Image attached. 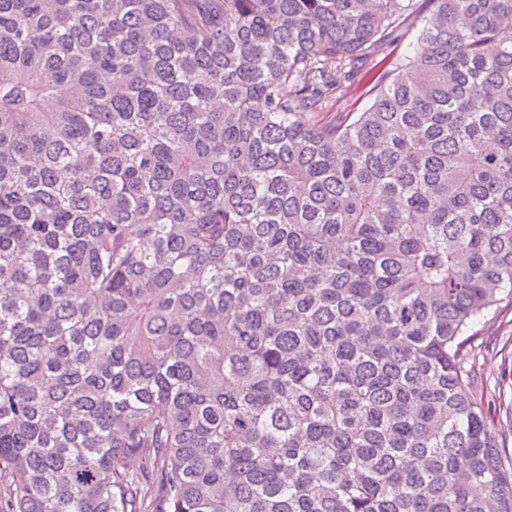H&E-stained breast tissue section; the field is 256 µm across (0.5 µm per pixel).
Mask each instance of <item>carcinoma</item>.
<instances>
[{
	"mask_svg": "<svg viewBox=\"0 0 512 512\" xmlns=\"http://www.w3.org/2000/svg\"><path fill=\"white\" fill-rule=\"evenodd\" d=\"M505 299L512 0H0V512H512ZM506 303L501 304L502 312L482 320L473 331L483 339L476 370L485 392L487 389L496 401L494 429L499 440L503 434L506 452L512 454V309L504 308Z\"/></svg>",
	"mask_w": 512,
	"mask_h": 512,
	"instance_id": "obj_1",
	"label": "carcinoma"
}]
</instances>
